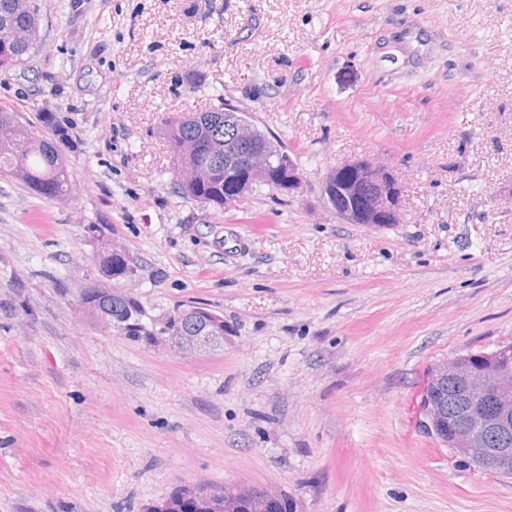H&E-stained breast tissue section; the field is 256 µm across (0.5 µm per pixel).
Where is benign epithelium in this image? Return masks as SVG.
<instances>
[{"label":"benign epithelium","mask_w":512,"mask_h":512,"mask_svg":"<svg viewBox=\"0 0 512 512\" xmlns=\"http://www.w3.org/2000/svg\"><path fill=\"white\" fill-rule=\"evenodd\" d=\"M235 164L245 167L252 174V183L240 194L225 202L232 205L252 189L256 183H265L268 168H258L247 152L234 156ZM348 167L359 173H373L381 180L382 192L377 207L399 214V185L386 179L391 173L388 166L372 158L364 157L348 163ZM121 288L105 289L96 294L84 293L80 304L93 322L106 332L112 328H123L125 324L112 319L103 311L102 295H112ZM167 339L183 353L190 354L205 348L207 337L169 331ZM456 383V390L448 400H426L424 426L436 437L448 435V447L462 455L479 468L498 474L512 476V345H506L489 354L479 366H474L466 354H456L435 363L430 371V385L446 386L448 381ZM180 496L198 501L199 508L210 506L208 495L201 494L200 485H181ZM235 495L240 504L250 502L263 504L280 496L275 490L238 486Z\"/></svg>","instance_id":"1"}]
</instances>
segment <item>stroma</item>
<instances>
[{
	"mask_svg": "<svg viewBox=\"0 0 512 512\" xmlns=\"http://www.w3.org/2000/svg\"><path fill=\"white\" fill-rule=\"evenodd\" d=\"M0 103L68 127L71 192L0 175V512H143L182 484L295 512H512V478L426 433L429 368L512 344V0H39ZM295 161L217 210L183 199L162 117L217 101ZM370 157L400 223L337 218ZM147 315L193 301L224 346L102 331L98 238ZM280 494L281 493L268 488L236 486L235 489V495L241 505L248 504L251 500H253L255 504L260 503L263 505L266 501L278 498Z\"/></svg>",
	"mask_w": 512,
	"mask_h": 512,
	"instance_id": "1",
	"label": "stroma"
}]
</instances>
